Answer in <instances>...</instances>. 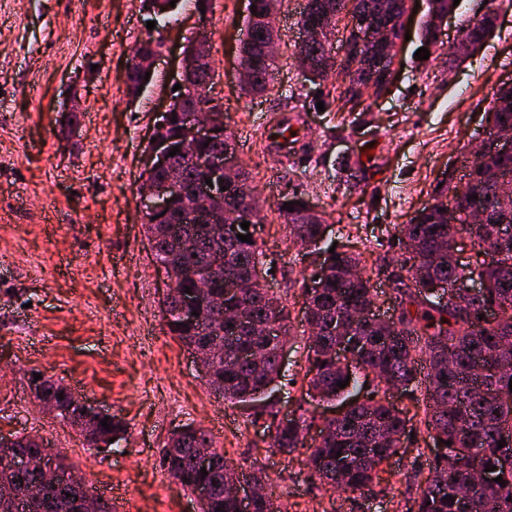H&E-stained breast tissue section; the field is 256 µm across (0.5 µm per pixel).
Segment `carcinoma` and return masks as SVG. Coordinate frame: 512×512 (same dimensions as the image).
Here are the masks:
<instances>
[{"label":"carcinoma","instance_id":"cac0c4a2","mask_svg":"<svg viewBox=\"0 0 512 512\" xmlns=\"http://www.w3.org/2000/svg\"><path fill=\"white\" fill-rule=\"evenodd\" d=\"M345 10L343 0H306L303 21L321 29L324 36H335L336 22ZM454 10L453 0H429L425 22V37L436 40V23L448 21ZM264 29L244 46V52L258 64V78L242 87L247 94H262L273 87L275 58L264 56L266 38L259 37ZM491 32L484 22L468 25L463 38L475 52ZM185 53L189 68L175 96L191 106L195 89L209 78L206 70L195 65V47ZM323 57L320 45L295 51L297 66L309 80L325 79L317 70ZM146 70L129 69V91L138 95L146 87ZM494 111L487 120L500 126L512 127V85H502L494 94ZM184 116L176 115L158 137L169 145L181 146ZM172 163L183 172V188L174 200V209L183 202L193 203V185L199 177L196 161L183 152L172 157ZM468 183L486 184L493 198L512 201V155L482 157L465 166ZM238 186L227 188L213 198L205 210L223 212L233 206ZM297 192L277 198L276 209L284 219L292 240L314 245L321 241V224L308 220L298 201ZM295 202L293 211L283 208ZM459 223L448 224L437 207L424 208L409 223L397 229L396 240L401 252L397 267L387 271L386 278L394 284L395 303L400 309L399 328L389 331L365 311L374 305L376 291L370 278L363 275L352 279L349 272L361 266L359 256L345 251L325 253L313 275L320 278L321 287L301 286L305 299V319L308 328L318 331L308 344L305 366L307 396L321 399L346 400L343 413L327 425L328 432L313 445H306L303 433L312 420L301 412L286 424L277 423V410L265 402L271 384L280 376L279 350L285 345L283 336H257L255 322L273 321L284 329L289 312L277 296L265 288H252L245 293L224 297L222 305L206 310L204 322L187 323L181 313L178 295L169 297L162 313L168 333L189 348L208 354L211 376L206 380L214 394L225 401L245 403L254 412V419L269 422L271 447L282 454L307 448L309 481L321 488L338 487L359 496L375 492L378 467L390 460L402 447L408 423L417 418L427 436L434 440V458L429 477L414 498L407 512H512V391L507 398L499 394L512 381V323L502 327L481 324L482 303L496 304L504 313H512V224H482L475 229ZM147 238L156 263L172 269L180 287H195L193 276L210 271L212 263L223 258V266L211 275L210 292L224 293V282L252 273L255 260L265 255L257 239L247 243L235 236H224L208 228V223H165L143 220ZM476 231V236L489 247L501 249L504 258L494 264L479 259L461 265L454 262L452 251L457 236ZM478 273L485 283L486 297L472 301L468 296H450L441 302L434 293L440 281L455 283ZM236 308L248 311L250 319L228 326L224 314ZM258 348L261 364L245 360L240 352ZM346 352L345 360L337 357L338 348ZM425 363V379H417V368ZM348 381L341 389L339 381ZM370 389L364 400L347 401V394L357 387ZM401 389L411 393L415 409H399L378 398V394ZM35 399L43 404L52 402L57 417L78 428L89 443L109 445V439L119 442L123 424L112 419L109 429L101 423L82 419L73 392L63 384L40 379L34 383ZM503 447H498V441ZM0 446L19 453L42 456V463L32 471H20L0 464V502L14 512H82L87 494L82 481L70 476L55 477L67 470L64 463L33 445L26 435L0 436ZM209 451L208 475L204 477L209 497L200 512H239L232 485L227 480L235 470L229 458L213 446V441L201 428L191 424L174 431L162 450L169 475L186 491L193 492L197 476L196 456ZM341 456H336V453ZM497 467L496 475L505 484L493 482L474 494L462 498L459 488L467 485L480 468Z\"/></svg>","mask_w":512,"mask_h":512}]
</instances>
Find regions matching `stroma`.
<instances>
[{"mask_svg": "<svg viewBox=\"0 0 512 512\" xmlns=\"http://www.w3.org/2000/svg\"><path fill=\"white\" fill-rule=\"evenodd\" d=\"M407 10L409 40L394 49L396 68L380 95L318 111V91L340 96L341 74L305 81L293 54L305 0H284L275 17L279 47L272 91L243 95L238 50L248 0H210L199 15L193 0L154 16L146 0H0V433H41L48 451L122 512H200L169 476L162 449L192 423L211 432L234 463L261 471L283 512H405L433 458L422 434L410 433L379 473L374 495H328L307 481L304 450L270 446L262 423L241 405L215 398L189 349L168 335L162 296L167 279L151 254L139 187L153 122L171 96L188 39L206 24L220 73L212 97L224 106L240 165L260 195L259 240L275 259L272 291L286 305V367L271 399L290 412L304 405L315 421L314 443L335 409L306 398L301 380L308 344L300 286L319 253L288 242L273 208L278 192L297 190L324 216L323 246L361 253L382 312L393 291L382 273L397 250L383 241L429 204L449 170L485 135L494 93L512 79V0H460L435 43L422 26L428 0ZM494 32L467 58L453 47L461 29L484 14ZM155 21L163 41L151 83L130 99L132 49ZM430 56H415L420 47ZM82 112L65 126L72 103ZM293 113L308 131L305 161L284 163L260 130ZM71 387L79 399L121 419L119 450L87 447L77 430L44 415L33 374Z\"/></svg>", "mask_w": 512, "mask_h": 512, "instance_id": "stroma-1", "label": "stroma"}]
</instances>
